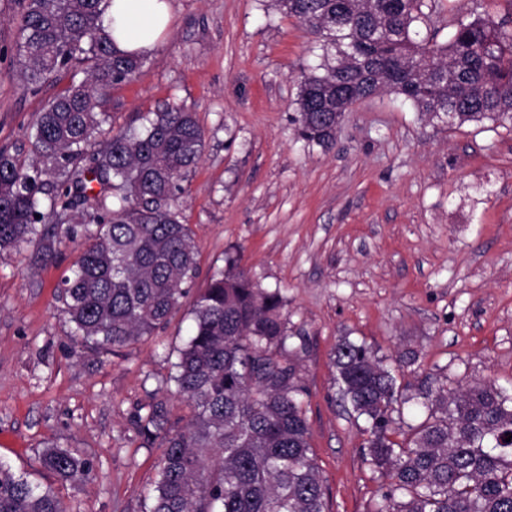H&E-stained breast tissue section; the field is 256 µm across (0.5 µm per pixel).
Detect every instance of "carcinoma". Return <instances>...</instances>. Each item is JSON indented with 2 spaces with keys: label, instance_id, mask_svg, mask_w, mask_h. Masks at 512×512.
I'll use <instances>...</instances> for the list:
<instances>
[{
  "label": "carcinoma",
  "instance_id": "1",
  "mask_svg": "<svg viewBox=\"0 0 512 512\" xmlns=\"http://www.w3.org/2000/svg\"><path fill=\"white\" fill-rule=\"evenodd\" d=\"M23 2L16 52L25 83L37 87L74 63L87 78L38 113L36 162L0 150V251L26 245L48 263L63 241L75 243L71 275L58 287L63 312L83 342L122 349L165 327L198 274L177 200L205 132L195 113L166 106L88 154L112 88L144 57L115 46L103 26L105 0ZM274 2L310 27L322 51V63L299 80L303 140L334 149L345 112L383 92L432 121L512 129V30L485 0L452 17L445 43L411 37L415 23L447 12L443 0ZM340 46L351 61L338 57ZM283 309L279 290L231 259L195 297L174 377L191 419L172 430L162 402L138 418L143 438L163 448L147 512H326L301 399L303 348L288 347ZM334 365L342 400L368 423L363 454L382 480L367 512H512L506 389L474 381L413 394L368 347L346 339ZM409 403L425 411L416 426L394 417ZM40 465L71 485L94 475L93 461L68 448L47 447ZM0 512L66 510L52 489L0 462Z\"/></svg>",
  "mask_w": 512,
  "mask_h": 512
}]
</instances>
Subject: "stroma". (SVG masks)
Segmentation results:
<instances>
[{
  "label": "stroma",
  "instance_id": "stroma-1",
  "mask_svg": "<svg viewBox=\"0 0 512 512\" xmlns=\"http://www.w3.org/2000/svg\"><path fill=\"white\" fill-rule=\"evenodd\" d=\"M171 21L142 69L115 86L104 132L142 129L166 105L195 112L202 155L180 198L194 231L193 291L234 258L280 289L302 378L312 458L328 512H367L379 481L366 462L364 419L340 400L341 338L390 359L412 389L491 380L512 387V131L422 119L389 94L343 116L332 151L302 140L298 79L321 61L308 26L271 0H168ZM21 17L0 0V149L27 144L38 112L70 84L38 88L11 71ZM77 252L34 264L28 246L0 252V461L67 512H145L163 450L134 424L152 400L180 429L177 350L192 298L167 326L117 351L71 335L57 286ZM55 445L93 460L96 477L56 484L38 457Z\"/></svg>",
  "mask_w": 512,
  "mask_h": 512
}]
</instances>
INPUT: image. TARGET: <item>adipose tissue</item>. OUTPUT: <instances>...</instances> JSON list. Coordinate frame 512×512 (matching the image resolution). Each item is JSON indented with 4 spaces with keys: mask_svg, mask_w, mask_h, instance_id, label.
Instances as JSON below:
<instances>
[{
    "mask_svg": "<svg viewBox=\"0 0 512 512\" xmlns=\"http://www.w3.org/2000/svg\"><path fill=\"white\" fill-rule=\"evenodd\" d=\"M169 18L167 0H109L104 25L120 50L144 54L155 49Z\"/></svg>",
    "mask_w": 512,
    "mask_h": 512,
    "instance_id": "ef3b65f1",
    "label": "adipose tissue"
}]
</instances>
